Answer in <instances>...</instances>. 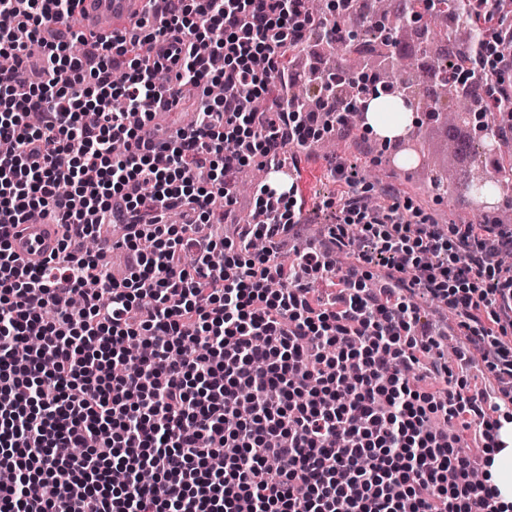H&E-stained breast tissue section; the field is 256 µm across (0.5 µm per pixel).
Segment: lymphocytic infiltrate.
<instances>
[{
	"label": "lymphocytic infiltrate",
	"mask_w": 512,
	"mask_h": 512,
	"mask_svg": "<svg viewBox=\"0 0 512 512\" xmlns=\"http://www.w3.org/2000/svg\"><path fill=\"white\" fill-rule=\"evenodd\" d=\"M340 2L355 0H325L321 23L307 0H170L143 37L169 41L149 64L123 37L72 53L54 28L78 0H0L14 20L0 53L16 60L0 72V142L14 146L0 154V470L14 476L0 512H499L473 474L502 450L512 406V271L497 264L512 225L439 223L392 186L356 187L330 156L327 249L284 255L275 242L306 203L296 181L258 184L265 220L234 240L199 233L215 196L234 204L242 168L347 136L380 84L373 71L321 80L312 108L271 90L311 28L352 45ZM467 2L484 37L451 78L475 104L471 141L491 117L512 129V14ZM204 51L223 69L202 68ZM215 82L224 98L141 151L130 116ZM34 210L60 234L36 267L10 245ZM119 222L133 257L120 280L104 249H83ZM419 291L455 314L454 356L447 335L421 333ZM457 359L497 389L456 380ZM472 430L478 460L461 449Z\"/></svg>",
	"instance_id": "lymphocytic-infiltrate-1"
}]
</instances>
